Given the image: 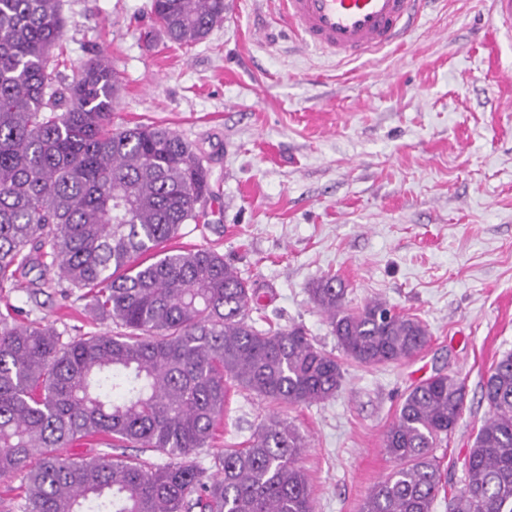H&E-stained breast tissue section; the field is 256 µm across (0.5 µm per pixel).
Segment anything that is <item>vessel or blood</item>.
<instances>
[{
	"mask_svg": "<svg viewBox=\"0 0 512 512\" xmlns=\"http://www.w3.org/2000/svg\"><path fill=\"white\" fill-rule=\"evenodd\" d=\"M431 0H280L279 17L305 47L355 59L399 43ZM490 20L512 37V0H492Z\"/></svg>",
	"mask_w": 512,
	"mask_h": 512,
	"instance_id": "obj_1",
	"label": "vessel or blood"
}]
</instances>
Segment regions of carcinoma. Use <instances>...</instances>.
I'll use <instances>...</instances> for the list:
<instances>
[{"mask_svg":"<svg viewBox=\"0 0 512 512\" xmlns=\"http://www.w3.org/2000/svg\"><path fill=\"white\" fill-rule=\"evenodd\" d=\"M224 0H152L154 22L191 46L224 23ZM60 0H0V291L53 271L89 298L109 334L75 336L0 311V477L23 474L22 512H316L304 443L270 416L248 446L192 457L217 437L229 385L271 404L323 402L343 380L336 355L304 328L259 329L257 290L211 248L175 249L212 195L202 156L167 128H112V67L85 64L69 83ZM343 354L364 366L421 352L419 319L373 299L345 306L333 276L311 288ZM489 417L448 512H512V352L481 385ZM466 385L438 373L408 390L384 433L396 468L359 512H432L433 449L466 405ZM96 440L93 458L58 449ZM146 448V464L114 455Z\"/></svg>","mask_w":512,"mask_h":512,"instance_id":"1","label":"carcinoma"}]
</instances>
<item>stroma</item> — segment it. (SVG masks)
Masks as SVG:
<instances>
[{
    "label": "stroma",
    "mask_w": 512,
    "mask_h": 512,
    "mask_svg": "<svg viewBox=\"0 0 512 512\" xmlns=\"http://www.w3.org/2000/svg\"><path fill=\"white\" fill-rule=\"evenodd\" d=\"M225 2L222 25L180 47L150 0H62V76L109 60L113 127H166L205 157L214 197L175 243L217 249L254 284L259 328L299 324L337 352L310 295L331 275L347 308L383 299L423 321L430 342L396 363L343 360L341 387L320 403L272 409L230 391L219 436L195 461L245 447L273 411L307 444L298 464L317 512H358L395 467L383 438L405 391L454 374L466 406L434 451L447 483L433 512H447L488 417L481 384L512 351V40L485 23V0H438L404 45L340 61L300 47L277 0ZM38 276L0 293V306L69 337L111 331L66 282L30 298Z\"/></svg>",
    "instance_id": "35a3bbf8"
}]
</instances>
